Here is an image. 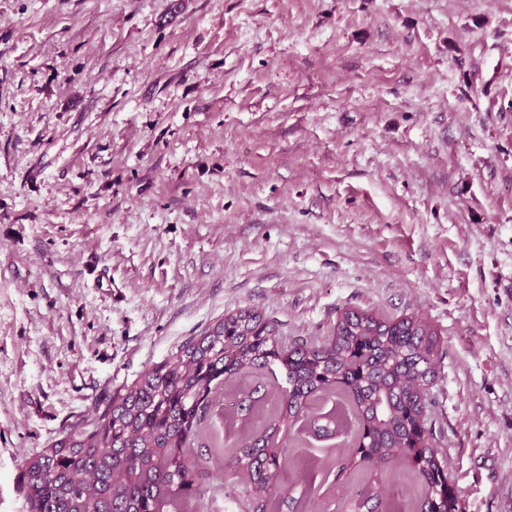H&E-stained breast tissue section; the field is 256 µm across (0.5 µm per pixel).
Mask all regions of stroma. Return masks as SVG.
Listing matches in <instances>:
<instances>
[{"label": "stroma", "mask_w": 512, "mask_h": 512, "mask_svg": "<svg viewBox=\"0 0 512 512\" xmlns=\"http://www.w3.org/2000/svg\"><path fill=\"white\" fill-rule=\"evenodd\" d=\"M424 318L464 512H512V0H0V512L228 313ZM215 408L193 445L238 512ZM317 512L363 472L299 446Z\"/></svg>", "instance_id": "obj_1"}]
</instances>
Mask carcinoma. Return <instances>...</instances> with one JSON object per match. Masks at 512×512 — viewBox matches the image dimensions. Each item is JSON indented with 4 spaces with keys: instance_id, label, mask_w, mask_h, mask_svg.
I'll use <instances>...</instances> for the list:
<instances>
[{
    "instance_id": "obj_1",
    "label": "carcinoma",
    "mask_w": 512,
    "mask_h": 512,
    "mask_svg": "<svg viewBox=\"0 0 512 512\" xmlns=\"http://www.w3.org/2000/svg\"><path fill=\"white\" fill-rule=\"evenodd\" d=\"M432 336L418 317L388 321L349 310L331 338L285 345L277 321L249 309L228 314L113 394L91 427L25 459L20 481L30 512H186L201 494L193 442L221 384L276 367L285 385L252 389L237 402L245 436L229 452L224 484L244 485L243 512H298L282 483L297 449L277 437L283 431L301 442L300 420L351 436L341 469L357 456L367 476L351 495L353 512H395L376 486V467L388 459L419 480L420 512H463L429 413L438 374ZM317 395L335 400L333 409L311 411Z\"/></svg>"
}]
</instances>
